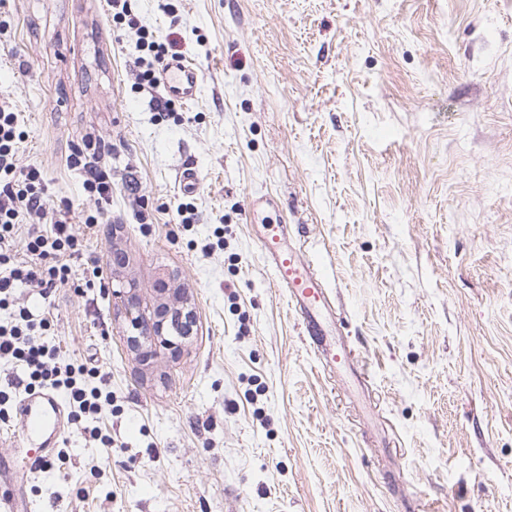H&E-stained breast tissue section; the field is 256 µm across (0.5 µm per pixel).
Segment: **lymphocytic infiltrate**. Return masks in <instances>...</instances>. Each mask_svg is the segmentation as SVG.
<instances>
[{
  "label": "lymphocytic infiltrate",
  "instance_id": "f902f5d3",
  "mask_svg": "<svg viewBox=\"0 0 512 512\" xmlns=\"http://www.w3.org/2000/svg\"><path fill=\"white\" fill-rule=\"evenodd\" d=\"M23 139L19 112L0 99V309L9 313L0 322V359L23 366L27 388L48 385L65 391L74 416L96 415L111 404V393L87 387L91 369L56 363L42 341L51 326L50 312L36 318L18 302L20 287L47 293L67 284L71 261L83 251L71 222L46 195L41 170L18 167ZM68 162L81 172L89 196L100 202L111 199L112 181L94 153L75 150Z\"/></svg>",
  "mask_w": 512,
  "mask_h": 512
}]
</instances>
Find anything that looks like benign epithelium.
Here are the masks:
<instances>
[{
    "label": "benign epithelium",
    "mask_w": 512,
    "mask_h": 512,
    "mask_svg": "<svg viewBox=\"0 0 512 512\" xmlns=\"http://www.w3.org/2000/svg\"><path fill=\"white\" fill-rule=\"evenodd\" d=\"M126 323V341L136 359L149 364L165 351L177 352L193 333L194 314L185 289L175 277L164 274L158 279L157 296L152 305L143 307L134 282L112 269Z\"/></svg>",
    "instance_id": "obj_1"
}]
</instances>
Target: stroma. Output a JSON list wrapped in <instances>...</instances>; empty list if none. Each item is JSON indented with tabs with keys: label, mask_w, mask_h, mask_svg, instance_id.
<instances>
[{
	"label": "stroma",
	"mask_w": 512,
	"mask_h": 512,
	"mask_svg": "<svg viewBox=\"0 0 512 512\" xmlns=\"http://www.w3.org/2000/svg\"><path fill=\"white\" fill-rule=\"evenodd\" d=\"M130 4L135 29L103 0H0L17 164L83 240L73 284L20 299L112 393L16 494L38 512H512V0ZM143 28L202 70L195 101L166 112L141 88ZM90 138L104 206L67 164ZM268 222L324 274L352 369L303 340ZM117 244L143 304L161 272L186 288L177 355L128 350Z\"/></svg>",
	"instance_id": "stroma-1"
}]
</instances>
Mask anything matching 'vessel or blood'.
Segmentation results:
<instances>
[{"label": "vessel or blood", "instance_id": "b4317fda", "mask_svg": "<svg viewBox=\"0 0 512 512\" xmlns=\"http://www.w3.org/2000/svg\"><path fill=\"white\" fill-rule=\"evenodd\" d=\"M166 98L191 102L201 93L197 68L184 60H169L159 80ZM288 227L266 225L258 245L268 260L275 282L283 288L288 303L298 314L303 335L321 358L324 367L336 370L352 363L348 349L329 339L326 327L332 318L331 297L318 267L300 249L289 246ZM22 429L16 439L22 448L20 471L29 478L47 468L66 431L65 407L49 390L28 391L18 402ZM0 512H33L25 498L12 489V480L0 473Z\"/></svg>", "mask_w": 512, "mask_h": 512}]
</instances>
